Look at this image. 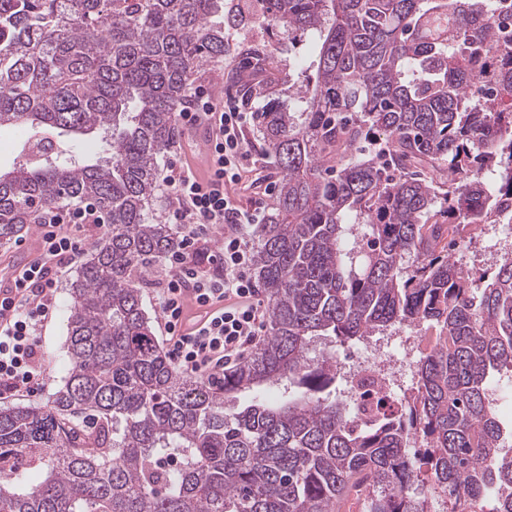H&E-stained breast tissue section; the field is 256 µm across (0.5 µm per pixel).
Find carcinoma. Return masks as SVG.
<instances>
[{
  "label": "carcinoma",
  "instance_id": "obj_1",
  "mask_svg": "<svg viewBox=\"0 0 512 512\" xmlns=\"http://www.w3.org/2000/svg\"><path fill=\"white\" fill-rule=\"evenodd\" d=\"M262 2L317 37L316 79L259 112L281 174L253 229L268 334L214 384L175 371L142 289L180 245L150 216L156 168L227 52L224 0H0V128L43 134L0 172V245L78 199L110 228L70 283L63 385L0 405V512H427L422 481L447 512H512L490 399L512 389V253L478 277L448 257L512 223V0ZM90 135L107 163L75 162ZM401 326L430 348L397 414L309 356Z\"/></svg>",
  "mask_w": 512,
  "mask_h": 512
}]
</instances>
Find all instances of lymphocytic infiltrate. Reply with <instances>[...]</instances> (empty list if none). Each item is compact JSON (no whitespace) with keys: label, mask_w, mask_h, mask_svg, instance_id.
<instances>
[{"label":"lymphocytic infiltrate","mask_w":512,"mask_h":512,"mask_svg":"<svg viewBox=\"0 0 512 512\" xmlns=\"http://www.w3.org/2000/svg\"><path fill=\"white\" fill-rule=\"evenodd\" d=\"M184 128L208 121L217 131L202 169L180 166L165 182L173 199L167 218L190 225L180 252L167 258L169 274L158 294L169 355L180 373L218 379L225 367L243 358L265 330L264 301L250 274L255 251L250 235L263 223L260 203L244 206L238 187L256 164L245 133L257 119L245 102L227 96L215 104L205 89H196L180 112ZM94 205L50 209L40 226L43 250L19 273L20 285L0 299V389L34 393L40 390L48 365L39 350V336L54 315L53 293L58 269L75 260L86 246L78 231L102 223ZM225 225L221 271L208 276L182 257L210 228Z\"/></svg>","instance_id":"obj_1"}]
</instances>
